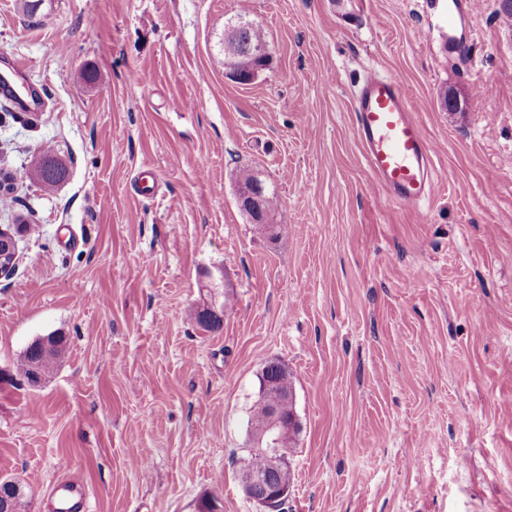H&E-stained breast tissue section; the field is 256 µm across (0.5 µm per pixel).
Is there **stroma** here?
Here are the masks:
<instances>
[{"instance_id":"35a3bbf8","label":"stroma","mask_w":512,"mask_h":512,"mask_svg":"<svg viewBox=\"0 0 512 512\" xmlns=\"http://www.w3.org/2000/svg\"><path fill=\"white\" fill-rule=\"evenodd\" d=\"M473 2L451 57L441 0H0V74L43 102L0 96V168L47 144L68 168L0 207L38 227L0 278V479L20 512H55L65 480L90 512H257L241 475L270 361L300 427L285 512H512V23ZM237 18L270 53L246 85L225 75ZM372 72L417 108L430 201L392 206L369 177L353 105ZM246 166L279 240L239 206ZM214 302L206 332L193 314ZM50 334L66 352L29 386L17 362Z\"/></svg>"}]
</instances>
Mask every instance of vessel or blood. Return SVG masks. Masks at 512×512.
I'll return each instance as SVG.
<instances>
[{"mask_svg":"<svg viewBox=\"0 0 512 512\" xmlns=\"http://www.w3.org/2000/svg\"><path fill=\"white\" fill-rule=\"evenodd\" d=\"M472 0H448V54L459 50L457 21L472 8ZM354 134L373 184L395 205L412 206L435 196L440 183L432 166L431 148L423 125L400 83L378 74L367 75L355 99ZM59 512H84L86 493L72 482L53 490Z\"/></svg>","mask_w":512,"mask_h":512,"instance_id":"1","label":"vessel or blood"}]
</instances>
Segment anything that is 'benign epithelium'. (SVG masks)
I'll return each mask as SVG.
<instances>
[{
	"mask_svg": "<svg viewBox=\"0 0 512 512\" xmlns=\"http://www.w3.org/2000/svg\"><path fill=\"white\" fill-rule=\"evenodd\" d=\"M224 54L233 63V67L228 69V77L236 82L241 74L251 80L254 79L260 71V67L255 65V60L266 57L269 51L265 46H250L241 50L236 41L226 38ZM265 193L266 187L260 180L252 184L243 183L239 190V203L254 222L268 228L273 219L272 212L263 206ZM23 231L22 224L16 225L13 232L0 228V242L4 248V252L0 254V277L8 276L14 271L18 260L16 234ZM262 396L267 404L263 424L261 428L250 431L252 447L258 453V457L255 459L253 470L241 481V485L246 496L253 500L262 512H269L273 500L284 499L288 495V489H275L269 480L271 473L288 466V452L276 451L274 447L287 435L282 415L284 407L293 402V396L280 391L278 384L272 380L264 381Z\"/></svg>",
	"mask_w": 512,
	"mask_h": 512,
	"instance_id": "obj_1",
	"label": "benign epithelium"
}]
</instances>
